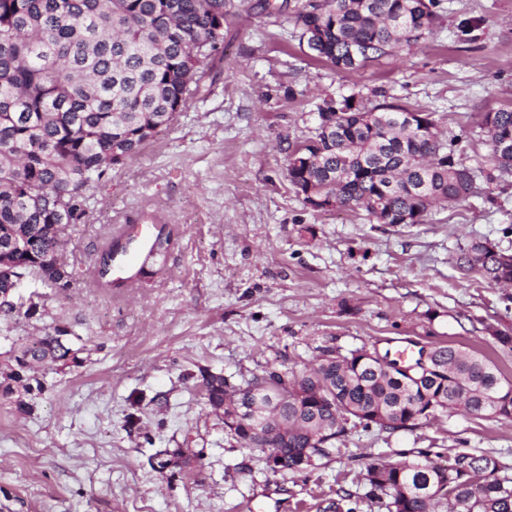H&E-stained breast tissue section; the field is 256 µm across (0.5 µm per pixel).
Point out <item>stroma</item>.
Here are the masks:
<instances>
[{"instance_id":"stroma-1","label":"stroma","mask_w":512,"mask_h":512,"mask_svg":"<svg viewBox=\"0 0 512 512\" xmlns=\"http://www.w3.org/2000/svg\"><path fill=\"white\" fill-rule=\"evenodd\" d=\"M440 7L434 36L353 72L314 58L286 16L246 8L225 22L201 93L90 189L61 253L71 288L26 276L19 292L42 295L39 315L0 313V364L58 325L82 349L79 364L41 369L43 391L0 395V512H329L344 497L381 512L365 496L373 460L429 448L512 466V422L451 413L411 429L347 426L313 472H275L204 396L209 373L239 387L325 347L413 341L474 350L512 380V350L489 335L512 331V287L457 264L476 239L512 254V175L424 224L316 212L288 183V149L310 136L321 99L375 89L432 114L465 164L485 160L480 115L512 108V0ZM144 212L174 231L147 284L95 287L106 236L136 232ZM181 448L197 454L189 466L158 467V452Z\"/></svg>"}]
</instances>
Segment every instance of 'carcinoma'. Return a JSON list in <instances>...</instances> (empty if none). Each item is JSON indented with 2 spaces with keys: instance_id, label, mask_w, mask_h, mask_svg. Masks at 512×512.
Wrapping results in <instances>:
<instances>
[{
  "instance_id": "cac0c4a2",
  "label": "carcinoma",
  "mask_w": 512,
  "mask_h": 512,
  "mask_svg": "<svg viewBox=\"0 0 512 512\" xmlns=\"http://www.w3.org/2000/svg\"><path fill=\"white\" fill-rule=\"evenodd\" d=\"M245 0H0V312L26 307L6 294L9 276L37 275L64 291L70 274L44 262L66 244V227L86 215L87 192L105 169L136 155L201 92L205 66L224 46V21ZM266 15L289 13L316 58L338 69L355 49L360 70L417 45L443 26L439 0H259ZM415 108L369 106L353 93L317 107L311 137L288 154L287 176L314 211L320 199L361 210L372 221L406 215L425 223L437 207L458 203L512 174V109L488 112L479 128L490 154L478 167L456 157L458 138L407 126ZM166 225L146 256L154 263L170 243ZM122 248L109 238L98 276L106 288L125 281L107 275ZM474 240L459 265L491 285L512 283V261ZM62 326L12 351L0 374L41 390L40 368L77 364L81 349ZM425 365H420L421 356ZM366 347L343 355L320 350L313 369L268 370L239 388L211 376L205 398L212 409H235L231 438L265 456L277 470L308 472L329 455L332 440L352 421L368 429L415 428L439 412L492 415L512 421V381L487 358L449 345L418 351L409 376L368 360ZM365 497L386 512H512V478L490 455L461 452L440 465L423 451L414 461L374 460L365 469Z\"/></svg>"
}]
</instances>
